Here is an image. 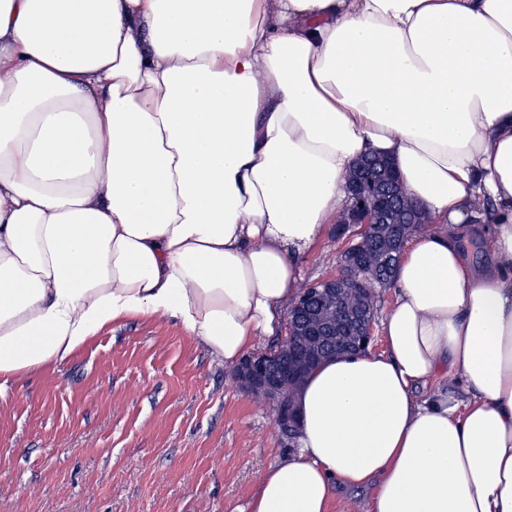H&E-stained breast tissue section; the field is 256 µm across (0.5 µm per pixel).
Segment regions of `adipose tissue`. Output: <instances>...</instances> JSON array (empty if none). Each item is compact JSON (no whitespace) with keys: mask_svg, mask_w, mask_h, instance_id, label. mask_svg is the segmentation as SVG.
Here are the masks:
<instances>
[{"mask_svg":"<svg viewBox=\"0 0 512 512\" xmlns=\"http://www.w3.org/2000/svg\"><path fill=\"white\" fill-rule=\"evenodd\" d=\"M367 155L433 226L247 512H512V0H0V382L139 316L239 361Z\"/></svg>","mask_w":512,"mask_h":512,"instance_id":"1","label":"adipose tissue"}]
</instances>
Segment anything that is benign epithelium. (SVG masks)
<instances>
[{
    "label": "benign epithelium",
    "mask_w": 512,
    "mask_h": 512,
    "mask_svg": "<svg viewBox=\"0 0 512 512\" xmlns=\"http://www.w3.org/2000/svg\"><path fill=\"white\" fill-rule=\"evenodd\" d=\"M359 177L344 187L348 204L336 227L343 236L352 228L359 234L372 224H391L398 210L399 179L395 170L381 158H368L358 165ZM360 255L351 253L341 261L343 272L321 282L310 293H302L288 311V336L273 353L245 357L235 370V380L247 395L265 399L275 408L284 435L298 428L299 414L294 403L282 397L283 385L301 384L307 369L321 355L336 327L346 326L367 346L373 339V317L366 309L339 306L337 296L360 272Z\"/></svg>",
    "instance_id": "obj_1"
}]
</instances>
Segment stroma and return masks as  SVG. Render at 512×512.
I'll use <instances>...</instances> for the list:
<instances>
[{"label":"stroma","mask_w":512,"mask_h":512,"mask_svg":"<svg viewBox=\"0 0 512 512\" xmlns=\"http://www.w3.org/2000/svg\"><path fill=\"white\" fill-rule=\"evenodd\" d=\"M356 238L328 225L303 282ZM169 320L99 331L69 358L0 385V512H243L296 452L269 404Z\"/></svg>","instance_id":"1"}]
</instances>
